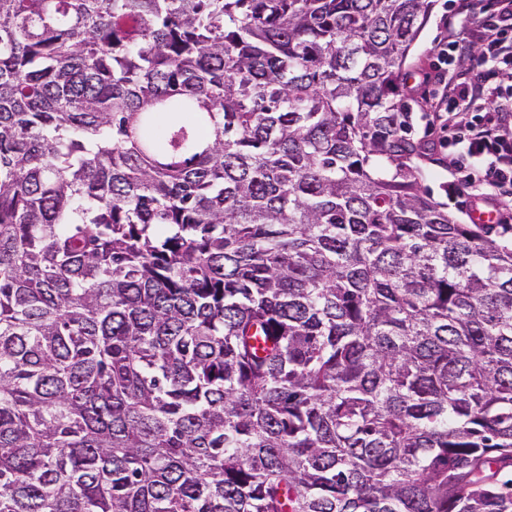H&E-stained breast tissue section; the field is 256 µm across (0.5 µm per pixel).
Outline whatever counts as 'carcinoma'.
<instances>
[{"instance_id":"1","label":"carcinoma","mask_w":512,"mask_h":512,"mask_svg":"<svg viewBox=\"0 0 512 512\" xmlns=\"http://www.w3.org/2000/svg\"><path fill=\"white\" fill-rule=\"evenodd\" d=\"M433 0H0V512H512V245L422 185Z\"/></svg>"}]
</instances>
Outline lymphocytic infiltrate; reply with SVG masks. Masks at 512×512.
Wrapping results in <instances>:
<instances>
[{
    "instance_id": "obj_1",
    "label": "lymphocytic infiltrate",
    "mask_w": 512,
    "mask_h": 512,
    "mask_svg": "<svg viewBox=\"0 0 512 512\" xmlns=\"http://www.w3.org/2000/svg\"><path fill=\"white\" fill-rule=\"evenodd\" d=\"M444 26L468 30L447 37L434 52V92H423L429 124L448 130V188L472 206L499 203L500 223H512V103L499 100L512 78V0H456ZM492 103L478 110L477 100Z\"/></svg>"
}]
</instances>
